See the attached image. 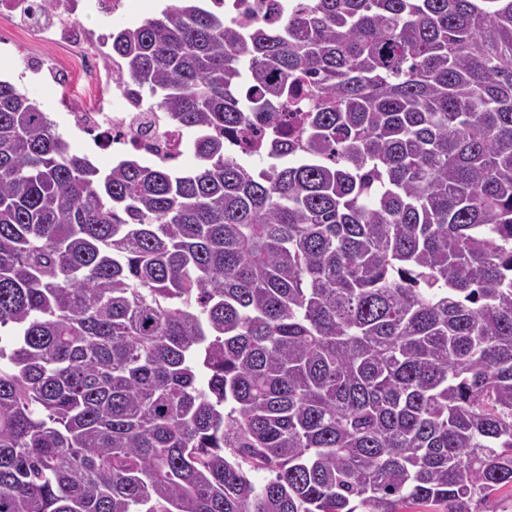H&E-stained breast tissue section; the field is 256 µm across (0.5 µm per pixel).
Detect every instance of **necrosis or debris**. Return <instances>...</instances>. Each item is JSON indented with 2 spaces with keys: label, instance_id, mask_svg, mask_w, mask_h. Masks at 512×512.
<instances>
[{
  "label": "necrosis or debris",
  "instance_id": "obj_1",
  "mask_svg": "<svg viewBox=\"0 0 512 512\" xmlns=\"http://www.w3.org/2000/svg\"><path fill=\"white\" fill-rule=\"evenodd\" d=\"M126 8V0H53L45 11L38 8L37 0H0V13L22 27L32 40L63 51L59 57L32 54L21 58L14 68L17 80L45 72L63 78L77 75L85 86L84 105L74 108L67 99L58 101L68 127L91 136L94 144L111 148L113 156L138 155L166 165L185 154L182 130L158 112L150 132H137V114L126 93V76L120 63L111 60L116 30L93 29L82 21L90 11L118 19ZM107 59L111 67L102 68V61Z\"/></svg>",
  "mask_w": 512,
  "mask_h": 512
}]
</instances>
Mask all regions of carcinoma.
<instances>
[{
  "instance_id": "cac0c4a2",
  "label": "carcinoma",
  "mask_w": 512,
  "mask_h": 512,
  "mask_svg": "<svg viewBox=\"0 0 512 512\" xmlns=\"http://www.w3.org/2000/svg\"><path fill=\"white\" fill-rule=\"evenodd\" d=\"M197 2L112 44L193 170H102L0 80V512H484L512 494V0L248 31Z\"/></svg>"
}]
</instances>
